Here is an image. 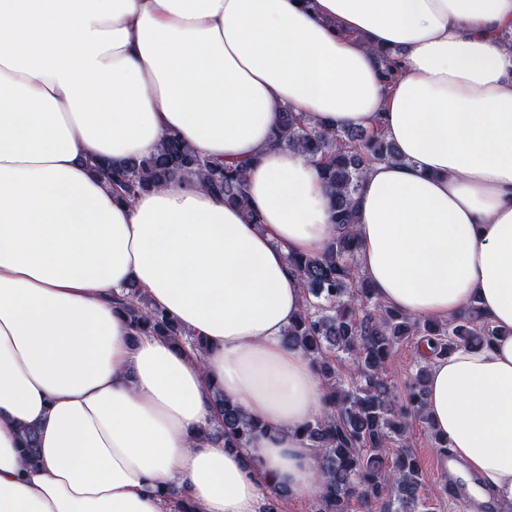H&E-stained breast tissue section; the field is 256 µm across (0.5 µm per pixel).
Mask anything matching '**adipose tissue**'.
Returning <instances> with one entry per match:
<instances>
[{"mask_svg": "<svg viewBox=\"0 0 512 512\" xmlns=\"http://www.w3.org/2000/svg\"><path fill=\"white\" fill-rule=\"evenodd\" d=\"M512 0H0V512H260L322 487L302 429L326 409L283 342L304 305L292 254L336 236L315 163L272 146L284 109L382 128L356 265L422 320L477 302L499 334L430 364L425 408L471 496L512 512ZM404 71L380 77L378 52ZM248 161L258 216L188 172L133 202L91 169L170 134ZM135 284L207 343L134 335ZM263 422L213 443V395ZM38 430V466L21 453Z\"/></svg>", "mask_w": 512, "mask_h": 512, "instance_id": "obj_1", "label": "adipose tissue"}]
</instances>
